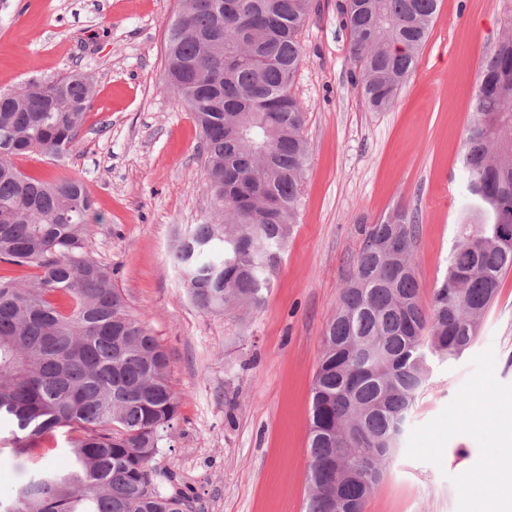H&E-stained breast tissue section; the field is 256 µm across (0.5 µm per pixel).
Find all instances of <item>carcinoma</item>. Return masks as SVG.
<instances>
[{"mask_svg":"<svg viewBox=\"0 0 512 512\" xmlns=\"http://www.w3.org/2000/svg\"><path fill=\"white\" fill-rule=\"evenodd\" d=\"M440 0H343L352 81L385 112L415 71ZM315 0H181L166 37V85L201 132L212 216L175 250L200 310L263 307L296 223L309 163L306 112L291 95ZM464 141L463 206L432 301L414 271L416 216L371 225L343 284L314 377L306 512H364L428 378L429 360L477 338L512 272V16L478 72ZM94 96L77 70L0 91V425L26 459L65 434L71 468H37L0 512H192L150 467L178 418L166 350L86 249L94 201L76 177L45 180L16 160L65 158Z\"/></svg>","mask_w":512,"mask_h":512,"instance_id":"1","label":"carcinoma"}]
</instances>
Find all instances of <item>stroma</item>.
<instances>
[{
	"instance_id": "1",
	"label": "stroma",
	"mask_w": 512,
	"mask_h": 512,
	"mask_svg": "<svg viewBox=\"0 0 512 512\" xmlns=\"http://www.w3.org/2000/svg\"><path fill=\"white\" fill-rule=\"evenodd\" d=\"M340 0L304 26L292 94L307 112L309 167L296 224L262 309L206 314L174 261L211 208L200 131L164 86L178 0H0V90L78 70L96 94L62 163L94 199L91 256L170 357L178 419L153 464L196 512H305L310 400L326 325L365 230L403 209L419 221L422 304L448 267L465 201L461 154L477 74L512 0H442L413 78L373 112L350 77ZM399 445L365 512H512V273L460 357L429 362ZM493 486L492 498L470 492Z\"/></svg>"
}]
</instances>
